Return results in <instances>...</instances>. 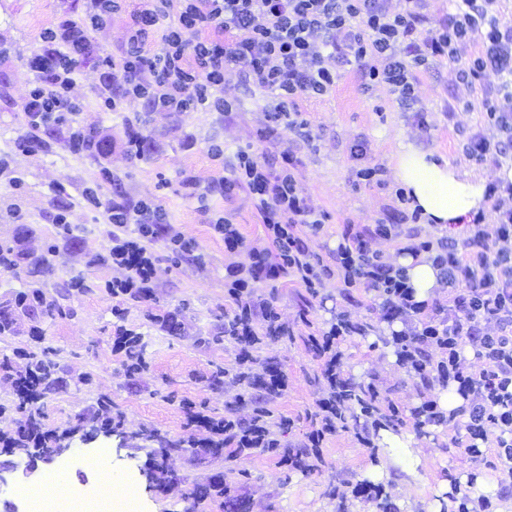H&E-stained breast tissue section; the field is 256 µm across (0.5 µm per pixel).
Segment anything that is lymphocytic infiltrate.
<instances>
[{
    "mask_svg": "<svg viewBox=\"0 0 512 512\" xmlns=\"http://www.w3.org/2000/svg\"><path fill=\"white\" fill-rule=\"evenodd\" d=\"M408 2L407 8L394 11L389 0H138L133 7L128 0H86L80 19L63 16L40 34V48L28 61L33 79L22 104L27 129L14 147L32 151L40 134L52 132L76 155L108 149L99 132L78 124L84 103L73 88L82 61L94 53L88 29L108 27L117 15L124 19L121 47L99 62L96 94L103 111L117 112L136 103L148 113H228L234 102L225 97L224 88L244 81L271 96L270 122L258 132L259 141L267 144L278 141L284 128L298 127L300 100L335 90L342 65L355 66L362 90L386 86L403 103L415 100L420 73L439 62L452 64L463 84L476 73L503 81L512 77V26L497 22L494 0H453L451 9L435 21L428 13L429 0ZM476 36L482 40L481 51L462 58V50ZM483 107L506 138L494 142L474 133L466 153L497 166L512 143V91L486 97ZM297 166L288 151L262 162L242 150L233 176L217 180L208 191H199L194 176L182 179L203 211L209 210L212 195L246 190L277 251L272 258L269 250L254 248L249 265L226 268L224 286L238 319L239 360L253 358L260 341L258 319L277 318L267 301H254L258 284L274 285L288 277L316 296L336 278L344 288L376 292L383 319L402 320L404 328L394 337L398 356L426 392L414 412L417 423L466 417V435L455 439V446L476 457L480 443L489 441L498 458L512 465V182L486 186L485 196L498 213L493 231L479 227L460 241L442 235L414 238L403 246V253L411 256L426 254L448 290L447 303L428 304L416 301L405 268L386 262L373 247L374 242L398 238L392 217L357 232L344 230L333 265L314 257L298 227L320 230L325 215L303 193ZM104 208L112 226L107 261L117 272L105 288L115 297L153 301L155 245L164 243L185 257L194 255L196 241L178 231L151 200L119 198ZM367 331V325L340 314L329 329L307 336L328 384L326 397L317 403L316 427L303 442L311 453H318L325 437L344 423L353 382L343 375L338 341ZM467 347L485 361V369H467L462 356ZM0 372L11 381L21 405L41 401L46 375L35 357H28L18 371L1 363ZM450 387L463 403L446 411L437 392ZM367 388L369 395L360 405L364 423L357 434L365 446L371 443L372 430L400 421L402 415L393 402L379 408L381 392L375 383Z\"/></svg>",
    "mask_w": 512,
    "mask_h": 512,
    "instance_id": "obj_1",
    "label": "lymphocytic infiltrate"
}]
</instances>
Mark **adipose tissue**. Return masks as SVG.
Masks as SVG:
<instances>
[{"mask_svg": "<svg viewBox=\"0 0 512 512\" xmlns=\"http://www.w3.org/2000/svg\"><path fill=\"white\" fill-rule=\"evenodd\" d=\"M395 174L426 223L461 224L488 206L483 181L413 145H400Z\"/></svg>", "mask_w": 512, "mask_h": 512, "instance_id": "ef3b65f1", "label": "adipose tissue"}]
</instances>
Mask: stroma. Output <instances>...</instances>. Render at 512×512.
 <instances>
[{
  "instance_id": "stroma-1",
  "label": "stroma",
  "mask_w": 512,
  "mask_h": 512,
  "mask_svg": "<svg viewBox=\"0 0 512 512\" xmlns=\"http://www.w3.org/2000/svg\"><path fill=\"white\" fill-rule=\"evenodd\" d=\"M84 4L85 0H0V157L8 158L12 171L24 181L17 192L10 188L7 176L0 174V244L10 246L22 239L30 251L29 260L17 271H0V311H8L13 319L11 331L0 335V360L13 359L19 368L23 362L16 359V352L49 351L55 371L40 403L43 426L64 430L80 422L85 430H92V413L98 401L107 398L122 413L127 432L123 438L99 435L90 443L80 435L70 438V453L84 456L85 464H68L62 456L53 463V470L67 474L76 487L96 484L97 473L89 462L98 449H107L114 474L139 489L142 512H224L223 497L203 492L219 478L234 486L250 512H337L342 495L348 498L349 512H380L376 503L353 498L351 491L357 483L371 479L373 467L382 463L390 473L384 488L393 512H429L441 481L452 471L475 473L494 483L501 512H512V477L491 467L494 449L484 448L478 463L464 449L453 447L452 438L465 434L458 420L418 431L412 412L423 396L406 368L389 358L393 327L380 319L381 300L376 292L356 288L347 299L340 295L336 282L327 284L322 298L310 301L305 288L291 281L275 288L262 284L254 290L256 297L271 302L280 323L293 331L283 340H263L253 353L255 365L277 364L287 379L286 390L268 405L273 420L285 417L292 422L280 440L296 448L313 430L316 403L324 396L319 380L322 366L306 338L346 312L352 319L375 324L377 330L340 342L343 370L363 383L377 375L379 387L400 406L403 422L399 429L414 433L423 459L418 473L405 471L398 452L386 454L363 447L352 428L327 436L315 469L306 471L284 466L276 456L257 451L243 461L247 474L241 477L225 470L223 458L189 447V440L199 438L200 433L187 427L182 401H193L221 418L240 392L230 383L215 387L209 382L214 371L237 366L236 344L221 337L224 315L234 309L224 293V270L247 262L249 249L268 246L269 241L247 192L213 196L205 213L183 188L182 178L188 173L206 186L228 174L239 150L266 152L257 131L268 121V97L239 85L228 90L237 100V110L227 115L194 110L143 117L133 104L120 112H105L95 94L97 63L91 60L83 65L76 87L85 101L79 124L97 127L117 143L128 122L141 120L146 156L131 159L117 147L104 155H74L57 137L49 138L35 152H15L14 140L25 130L21 106L31 80L28 60L39 50V35L56 25L62 14L81 16ZM339 74L333 95L301 101L307 136L286 131L279 143L280 149L292 151L299 159L303 191L326 216L322 230L308 237L310 250L321 261L330 262V252L344 227L363 228L397 207L399 183L393 156L399 144L433 151L488 183L496 181L499 168L512 169V158L498 168L476 164L463 153L475 132L494 140L501 137L483 117L488 84L457 88L446 66L420 74L416 95L429 109L428 127L423 130L412 110L400 105L386 88L361 90L350 66L341 67ZM452 102L457 110L450 120L443 107ZM190 138L195 141L191 149L185 146ZM357 140L368 141L370 153L365 162L384 168V184L357 180L360 163L351 156ZM213 143L223 144V158L209 155ZM105 167L114 174V181H102L100 171ZM89 187L97 189L101 208L85 201L83 192ZM118 194L134 201L154 199L172 224L198 246L197 258L176 260L163 244L155 245L158 277L155 299L147 304L112 297L104 283L114 271L97 262L112 245L103 207ZM62 207L71 229L67 237L53 222ZM217 215L237 225L244 240L242 249L225 250L222 237L211 226ZM74 276L86 280L85 292L69 288ZM21 291L41 294L43 306L28 311L13 307ZM118 308L123 309V317H115ZM170 311L178 313L182 331L160 327L158 316ZM120 324L138 334L143 347L146 368L133 381L125 375L123 354L113 346ZM146 429L159 431L178 445L169 457L171 478L161 490L144 471L152 446L137 440L136 434ZM27 463L26 456L0 448V474L5 477L0 484V506L23 505L28 480L22 471Z\"/></svg>"
}]
</instances>
